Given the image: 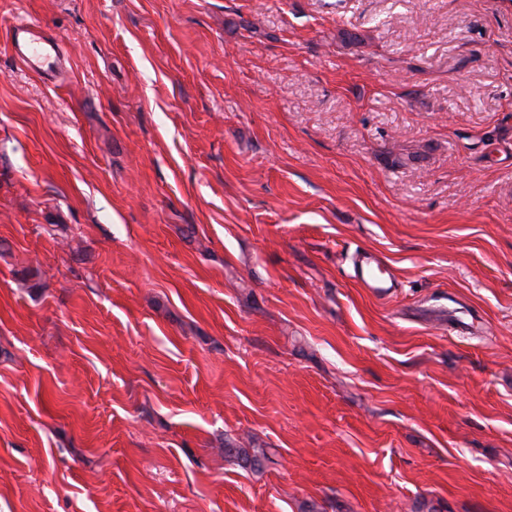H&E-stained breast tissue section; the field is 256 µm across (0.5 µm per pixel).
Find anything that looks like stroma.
<instances>
[{
	"mask_svg": "<svg viewBox=\"0 0 512 512\" xmlns=\"http://www.w3.org/2000/svg\"><path fill=\"white\" fill-rule=\"evenodd\" d=\"M0 512H512V0H0ZM15 54L32 70L52 71L60 62L61 45L34 24L20 23L10 29ZM383 260L376 254L365 253L358 260L355 271V279L362 288H367L369 292L378 300H387L390 298L394 282L389 274L387 279H379L375 274V269L382 272Z\"/></svg>",
	"mask_w": 512,
	"mask_h": 512,
	"instance_id": "35a3bbf8",
	"label": "stroma"
}]
</instances>
